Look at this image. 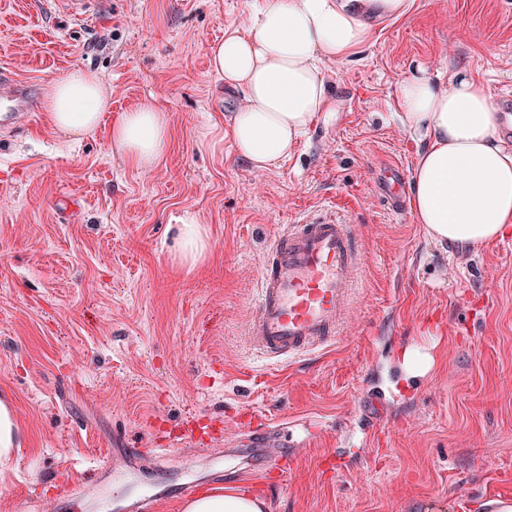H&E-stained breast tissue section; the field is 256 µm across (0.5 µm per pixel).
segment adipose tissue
Returning <instances> with one entry per match:
<instances>
[{
	"label": "adipose tissue",
	"instance_id": "ef3b65f1",
	"mask_svg": "<svg viewBox=\"0 0 512 512\" xmlns=\"http://www.w3.org/2000/svg\"><path fill=\"white\" fill-rule=\"evenodd\" d=\"M409 0H260L244 32L225 34L210 53L211 69L241 88L244 101L230 122L239 154L255 170L288 158L321 113L332 111L325 64L348 59L372 32L371 18L404 15ZM403 126L425 149L409 183L415 223L439 245L470 250L512 236V143L503 138L500 106L486 83L466 69L447 84L412 75L396 84ZM60 132L93 130L111 111V95L99 76L75 68L52 79L43 102ZM112 148L139 169L165 155L166 113L141 105L120 114L111 128ZM178 257L196 268L209 253L197 213L182 211ZM185 512H264L261 499L241 491L203 493Z\"/></svg>",
	"mask_w": 512,
	"mask_h": 512
}]
</instances>
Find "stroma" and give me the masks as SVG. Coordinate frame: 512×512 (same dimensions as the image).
<instances>
[{
  "instance_id": "stroma-1",
  "label": "stroma",
  "mask_w": 512,
  "mask_h": 512,
  "mask_svg": "<svg viewBox=\"0 0 512 512\" xmlns=\"http://www.w3.org/2000/svg\"><path fill=\"white\" fill-rule=\"evenodd\" d=\"M256 0H0V67L35 85L28 129L0 128V391L21 446L0 467V512L29 486L89 484L98 459L167 443L223 447L248 413L304 443L266 480L265 512H500L512 502V236L478 251L430 243L394 213L379 169L412 170L396 82L464 67L512 113V0H410L355 56L327 64L334 109L280 167L254 170L226 123L243 102L209 69ZM96 71L112 113L166 112L169 147L144 171L111 122L75 138L41 102L69 69ZM194 210L208 259L176 258ZM340 215L363 263L334 347L274 363L249 343L264 254L281 226ZM429 358L416 379L406 350Z\"/></svg>"
}]
</instances>
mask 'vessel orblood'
<instances>
[{
  "label": "vessel or blood",
  "instance_id": "b4317fda",
  "mask_svg": "<svg viewBox=\"0 0 512 512\" xmlns=\"http://www.w3.org/2000/svg\"><path fill=\"white\" fill-rule=\"evenodd\" d=\"M32 89L11 72H1L0 112L9 119L26 117L33 108ZM361 261L350 225L330 217L284 225L264 257L249 329L252 347L266 359L279 361L335 343L348 317ZM299 447L287 430L248 426L223 454L213 455L204 479L165 477L146 494L133 481L142 461L132 448L126 458L102 465L97 482L81 498L63 490L54 508L70 512L78 502L87 512H151L159 500L186 499L202 482L223 481L228 468L240 478L250 473L267 476L275 461L295 455Z\"/></svg>",
  "mask_w": 512,
  "mask_h": 512
}]
</instances>
